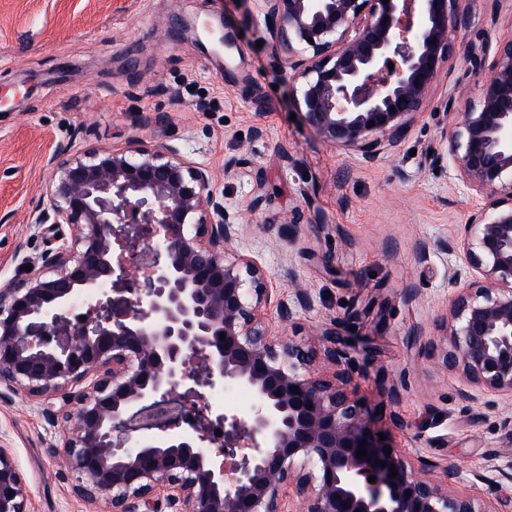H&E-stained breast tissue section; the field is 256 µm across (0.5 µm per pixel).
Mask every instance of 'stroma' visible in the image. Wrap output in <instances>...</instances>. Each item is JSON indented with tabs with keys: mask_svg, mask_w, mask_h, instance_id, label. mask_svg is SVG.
<instances>
[{
	"mask_svg": "<svg viewBox=\"0 0 512 512\" xmlns=\"http://www.w3.org/2000/svg\"><path fill=\"white\" fill-rule=\"evenodd\" d=\"M460 11L462 49L444 65L428 116L368 166L292 119L291 71L258 0H0V289L21 277L22 257L57 246L33 214L48 204L58 142L77 152L134 137L176 146L211 168L225 206L244 218L229 254L254 257L275 297L310 290L314 305L284 326L288 336L310 348L323 325L370 343L371 357L351 349L344 362L386 444L455 460L466 474L493 452L512 460L502 427L512 401H462L460 380L421 351L452 292L447 243L480 204L435 160L432 114L452 85L462 104H478L482 72L465 47L512 33V0H462ZM184 19L223 24L232 58L205 54ZM294 210L301 222L287 223ZM61 437L38 404L0 391V444L33 512H100L53 458Z\"/></svg>",
	"mask_w": 512,
	"mask_h": 512,
	"instance_id": "1",
	"label": "stroma"
}]
</instances>
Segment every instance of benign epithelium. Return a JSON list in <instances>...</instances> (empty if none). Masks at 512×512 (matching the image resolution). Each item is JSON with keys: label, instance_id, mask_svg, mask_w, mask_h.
Segmentation results:
<instances>
[{"label": "benign epithelium", "instance_id": "benign-epithelium-1", "mask_svg": "<svg viewBox=\"0 0 512 512\" xmlns=\"http://www.w3.org/2000/svg\"><path fill=\"white\" fill-rule=\"evenodd\" d=\"M259 2L303 123L369 165L424 116L465 25L460 0ZM203 31L207 53L235 47L224 29ZM441 108L439 160L483 204L448 242L463 268L448 269L457 289L422 351L463 379L461 399L512 400V33L496 40L479 105L460 108L452 88ZM48 165L50 204L35 223L66 224L70 238L25 257L32 270L0 289V386L73 426L52 455L79 497L105 500L107 512H512L511 494L455 488V461L387 455L365 436L336 329L319 332L329 375L272 332L266 271L249 255L225 259L243 224L209 167L138 137L75 154L59 143ZM79 303L86 320L76 322ZM312 305L305 288L276 300L288 321ZM218 386L250 392L248 414L212 411L206 394ZM497 459L473 480L512 482V460ZM0 512H31L2 446Z\"/></svg>", "mask_w": 512, "mask_h": 512}]
</instances>
